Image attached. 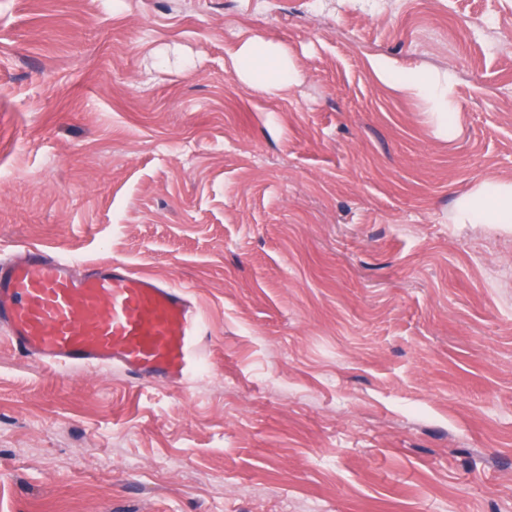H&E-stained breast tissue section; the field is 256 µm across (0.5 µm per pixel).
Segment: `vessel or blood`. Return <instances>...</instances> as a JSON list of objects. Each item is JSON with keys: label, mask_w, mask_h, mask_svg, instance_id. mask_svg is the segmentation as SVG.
Instances as JSON below:
<instances>
[{"label": "vessel or blood", "mask_w": 512, "mask_h": 512, "mask_svg": "<svg viewBox=\"0 0 512 512\" xmlns=\"http://www.w3.org/2000/svg\"><path fill=\"white\" fill-rule=\"evenodd\" d=\"M0 327L43 365L118 367L176 386L204 376L211 334L189 289L122 261L81 266L28 244L0 257Z\"/></svg>", "instance_id": "vessel-or-blood-1"}]
</instances>
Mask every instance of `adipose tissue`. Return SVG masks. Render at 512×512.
Segmentation results:
<instances>
[{
  "label": "adipose tissue",
  "mask_w": 512,
  "mask_h": 512,
  "mask_svg": "<svg viewBox=\"0 0 512 512\" xmlns=\"http://www.w3.org/2000/svg\"><path fill=\"white\" fill-rule=\"evenodd\" d=\"M379 73L397 89L409 92L430 103L438 133L452 136L458 126V116L448 103V93L454 83L452 71L419 72L397 70L379 63ZM236 70L251 88L275 93L295 85L298 72L277 46L262 40L247 42L240 50ZM452 220L457 224H512V182L485 179L462 196Z\"/></svg>",
  "instance_id": "obj_1"
}]
</instances>
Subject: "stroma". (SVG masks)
Segmentation results:
<instances>
[{"label": "stroma", "mask_w": 512, "mask_h": 512, "mask_svg": "<svg viewBox=\"0 0 512 512\" xmlns=\"http://www.w3.org/2000/svg\"><path fill=\"white\" fill-rule=\"evenodd\" d=\"M298 83L245 86L250 38ZM453 70L459 114L378 63ZM512 0H0V245L188 286L194 388L0 329V512H512ZM455 224H512V182L481 180L456 204Z\"/></svg>", "instance_id": "1"}]
</instances>
